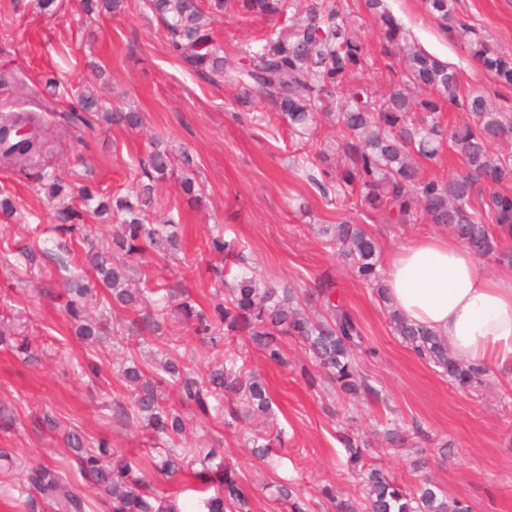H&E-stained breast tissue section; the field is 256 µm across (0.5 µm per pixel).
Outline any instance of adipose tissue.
Here are the masks:
<instances>
[{
    "label": "adipose tissue",
    "mask_w": 512,
    "mask_h": 512,
    "mask_svg": "<svg viewBox=\"0 0 512 512\" xmlns=\"http://www.w3.org/2000/svg\"><path fill=\"white\" fill-rule=\"evenodd\" d=\"M384 289L401 318L457 357L512 375V269L486 273L458 240L428 235L392 254Z\"/></svg>",
    "instance_id": "1"
}]
</instances>
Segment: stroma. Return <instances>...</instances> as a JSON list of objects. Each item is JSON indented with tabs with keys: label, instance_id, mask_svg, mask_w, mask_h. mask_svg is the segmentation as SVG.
<instances>
[{
	"label": "stroma",
	"instance_id": "35a3bbf8",
	"mask_svg": "<svg viewBox=\"0 0 512 512\" xmlns=\"http://www.w3.org/2000/svg\"><path fill=\"white\" fill-rule=\"evenodd\" d=\"M291 3L286 14L267 19L232 12L220 17L213 31L225 60H239L260 38L303 17L310 0ZM386 4L415 44L458 70L461 94L482 93L498 111L512 113V87L499 85L478 66L465 46L427 14L423 0ZM343 6L367 55L365 81L378 91L400 81L403 68L387 53L381 23L366 0H343ZM455 13L494 49L512 53V0H455ZM85 88L97 90L107 105L139 112L142 126L129 129L98 117L89 130L67 127L62 115ZM0 111L41 116V163L65 187L62 201L47 199L37 189L35 173L0 165V194L14 206L11 214L0 212V318L20 324V335L37 357L23 362L17 337L0 342V450L17 461L13 468L0 467V512H48L24 480L26 468L38 463L84 487L65 444L72 432L88 446L105 440L119 454L140 456L152 483L182 512H195L188 490L194 477L160 474L159 454L143 421L121 416V407L132 398L118 369L131 357L151 370L160 350L172 343L202 370L210 356L207 345L171 318L161 335L139 333L134 312L113 307L109 290L99 284L88 306L95 313L109 310L116 332L96 344L77 335V324L65 311L63 283L71 273L92 275L86 254L90 242L111 237L107 215L86 212L84 234L68 241L67 269L43 256L28 267L14 256L18 244L40 250L44 240L55 238L53 212L61 202L80 205V186L107 200L126 196L142 180L139 160L154 139L173 156L189 154L193 163L175 167L157 184L150 210L154 224L180 215V247L168 255L129 257L135 283L155 281L180 289L196 308L209 309L224 295L210 273L224 263L211 240L224 234L241 244L261 280L300 289L320 280L330 285L361 322L368 346L359 357L361 369L388 399L384 406L337 399L334 388L311 387L301 378L307 357L294 338L285 340L292 364L283 368L266 361L241 336L226 341L224 349L265 380L273 420L284 430L286 444L268 464L247 446L256 422L243 421L233 433L221 420L192 415L187 447L215 449L234 464L251 512H287L273 496L275 481H294L312 496L325 486L353 490L337 439L340 429L370 436L389 419L406 428L418 423L428 433L420 449L396 452L378 440L368 458L382 460L405 484L411 461L424 451L433 461L432 478L449 498L467 501L473 512H512V376L494 369L489 384L478 388L450 383L401 342L372 288L353 276L318 233L320 226L343 220L365 225L386 258L437 231L432 224L385 220L363 203L336 207L325 202L306 180L299 158L305 151L335 149V123L318 124L312 141L299 140L268 99L242 101L239 88L222 78L188 71L170 52L162 23L143 0H125L114 13L86 12L82 0H54L45 10L38 0H0ZM185 175L202 187L201 205L184 197L179 182ZM49 418L56 428L46 426Z\"/></svg>",
	"mask_w": 512,
	"mask_h": 512
}]
</instances>
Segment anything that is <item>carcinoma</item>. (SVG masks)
<instances>
[{
	"label": "carcinoma",
	"instance_id": "obj_1",
	"mask_svg": "<svg viewBox=\"0 0 512 512\" xmlns=\"http://www.w3.org/2000/svg\"><path fill=\"white\" fill-rule=\"evenodd\" d=\"M145 3L163 22L171 52L188 70L224 77L242 89L245 99L252 93L266 97L288 128L302 137L317 124L321 114L336 121V152L341 154V164L331 169L320 167L319 163L328 162L323 149L302 157L306 167L322 174L323 179H313L322 194L331 187L340 196L356 186L364 203L387 218L401 223L436 224L448 229L475 255L512 264V251L501 246L502 239H512V192L501 190L512 183V153L495 149L498 142L512 139V113L499 112L484 96L470 94L463 103L468 120L444 129L439 112L459 93L458 72L407 44L402 26L389 12L385 0H366V5L385 27L388 44L402 56L407 81L394 83L383 93L375 92L363 80L368 62L339 0H316L308 7L305 19L291 24L284 33L266 35L259 50L244 55L231 68L213 40L212 25L217 17L231 7L243 14L271 17L284 12L286 0H208L205 9L197 5V0ZM426 5L439 26L465 44L470 56L499 84L512 86V55H501L484 40L471 37V27L459 22L455 15L454 0H426ZM92 112H104L107 119L131 128L140 125L139 113L114 112L104 107L93 92L80 95L79 105L68 113L67 121L74 127L90 129ZM39 123L40 116L33 112L1 113L0 143L7 147L0 150V161L22 171L34 169L37 180H49L60 191L59 178L41 166L39 140L29 136L9 143L19 129ZM447 145L460 152L463 170L446 180L421 176L412 156L436 161ZM173 167L169 151L155 145L141 161V173L147 182L132 195L113 200L112 211L119 216V224L112 235V246L90 245L92 269L112 292L114 306L136 312L148 300L141 289L129 286L128 267L112 264L111 251L133 255L177 250L176 235L168 231V227L177 225L175 218L165 224L147 222L154 183L165 179ZM55 219L69 233L82 226L81 211L69 205L59 207ZM321 233L336 248L339 259L381 301H386L378 269V240L363 225L346 221L325 225ZM211 246L225 257L224 266L211 270L224 286V302L208 312L186 299L178 304L180 314L194 322L195 335L209 339L213 345L217 338L212 333L217 327L222 328L226 340L245 335L267 361L281 367L291 365V361L280 337L291 336L298 340L314 367L306 372L308 379L314 382L319 378L332 384L336 394L345 399L383 400L381 391L357 362V352L365 341L362 326L341 301L333 299L331 288L318 286L325 310L312 315L295 289L257 279L244 266L242 249L234 240L216 236ZM67 292V313L78 323L77 334L95 335L100 328L86 322L83 311V302L91 293L89 285L71 280ZM172 297L174 294L166 292L153 303L154 311L138 316L139 331L159 334L167 315V300ZM389 318L393 332L418 358L440 369L451 383L467 389L488 381L486 365L458 358L442 339L405 322L394 312ZM121 376L134 386L131 412L162 440L175 441L187 429V419L165 402L163 384L175 392L182 407H192L206 416L221 412L213 402L226 393L241 397L251 415H267L271 411L266 383L238 364L232 355L208 361L207 373L197 376L177 349H168L153 374L145 375L133 363L123 367ZM423 437L417 428L410 432L395 427L383 432L384 441L393 450ZM67 439L81 475L112 498V512H178L176 503L168 501L141 475L137 460L115 454L112 466L107 468L101 465V456L111 453L108 442L100 441L97 447L88 448L75 433L68 434ZM340 442L348 452L359 496L324 489L323 496L335 512H473L464 501H448L446 493L428 476L426 459L414 461L415 482L402 486L379 462L357 468L368 447L362 437L344 432ZM251 443L254 456L264 460L273 445L285 443L284 432L277 429L258 433ZM195 461L202 466L198 473L202 484L192 491L198 493L203 512H250L233 466L217 458L212 449L198 456L194 448H169L156 469L171 476ZM26 482L54 512H83L85 508L81 491L49 465L26 470ZM273 488L276 500L286 505L288 512H311L316 507L290 481H280Z\"/></svg>",
	"mask_w": 512,
	"mask_h": 512
}]
</instances>
